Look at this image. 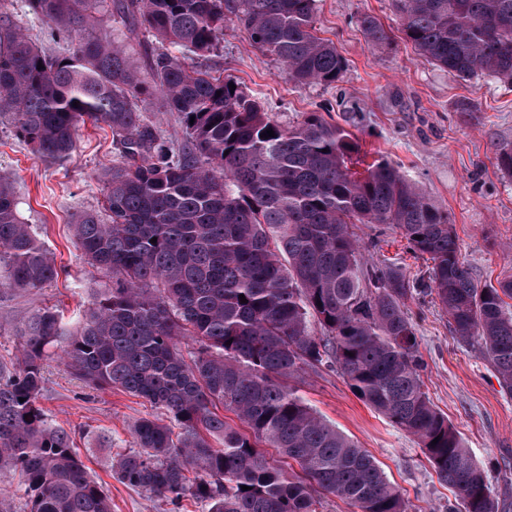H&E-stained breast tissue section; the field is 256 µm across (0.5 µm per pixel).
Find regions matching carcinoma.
Returning a JSON list of instances; mask_svg holds the SVG:
<instances>
[{"label":"carcinoma","mask_w":512,"mask_h":512,"mask_svg":"<svg viewBox=\"0 0 512 512\" xmlns=\"http://www.w3.org/2000/svg\"><path fill=\"white\" fill-rule=\"evenodd\" d=\"M4 2L0 120L46 161L72 159L88 122L107 125L119 149L104 212L71 224L112 287L74 327L56 308L24 317L17 353L0 359V470L18 474L29 512H112L71 435L40 405L52 355L88 385L157 410L135 422L136 447L115 452L112 470L171 512L185 498L208 512H319L324 496L356 512H408L373 456L291 385L320 366L418 440L455 494L448 512H500L486 471L424 391L406 302L435 295L455 335L477 341L512 390V280L479 286L448 214L387 160L355 169L349 131L314 112L283 127L236 80L187 63L239 24L288 80L331 86L347 63L317 35V0H113V21L161 44L146 75L104 28L106 0H25L50 38L73 41L64 54L39 46ZM391 5L405 39L441 70L512 80V0ZM359 26L372 44L389 43L377 17ZM147 98L177 113L180 141L140 109ZM358 224L398 228L429 256L427 279L374 260ZM57 274L0 178V291L41 288ZM282 459L300 472L286 475Z\"/></svg>","instance_id":"1"}]
</instances>
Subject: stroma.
I'll return each mask as SVG.
<instances>
[{
  "label": "stroma",
  "mask_w": 512,
  "mask_h": 512,
  "mask_svg": "<svg viewBox=\"0 0 512 512\" xmlns=\"http://www.w3.org/2000/svg\"><path fill=\"white\" fill-rule=\"evenodd\" d=\"M365 13L380 19L391 37L388 46L367 44L358 24ZM316 27L348 63L342 82L295 85L236 25L225 27L218 48L200 63L237 80L282 126L317 112L354 133L367 158L399 166L447 211L478 284L512 280V177L497 164L500 147L512 144V82L485 74L462 80L429 63L405 40L389 0H319ZM467 101L474 111H462ZM116 159L112 133L102 124L82 127L75 156L61 164L39 159L9 124H0V178L12 184L22 218L36 227L58 268L57 278L42 288L0 292V358L14 356L23 316L55 306L72 318L111 287L76 249L70 221L101 210ZM358 233L377 258L399 264L407 277L425 275V258L409 251L398 229L380 232L363 224ZM408 308L426 391L485 469L499 502L512 503V391L500 384L476 343L454 335L433 297L415 296ZM45 378L40 404L71 433L111 497L112 512H168L166 502L117 481L106 452L89 448V436L97 433L111 435L116 447H133L131 427L150 413L149 404L119 390L89 389L56 359L46 361ZM294 385L376 459L409 512H446L452 494L417 441L367 407L340 373L309 369Z\"/></svg>",
  "instance_id": "stroma-1"
}]
</instances>
